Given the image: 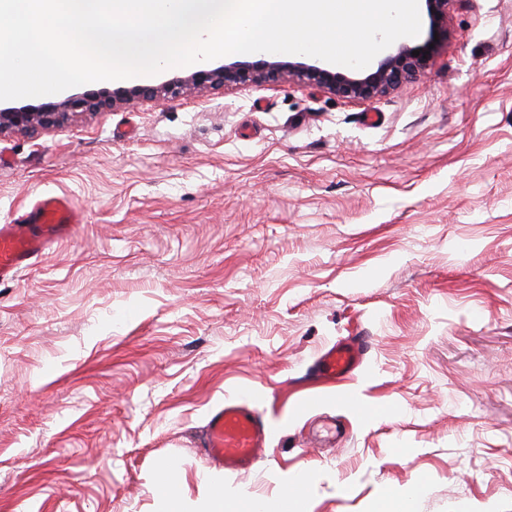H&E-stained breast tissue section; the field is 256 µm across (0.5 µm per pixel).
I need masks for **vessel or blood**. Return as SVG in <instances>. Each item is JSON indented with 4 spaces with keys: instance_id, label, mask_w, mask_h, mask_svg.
Here are the masks:
<instances>
[{
    "instance_id": "obj_1",
    "label": "vessel or blood",
    "mask_w": 512,
    "mask_h": 512,
    "mask_svg": "<svg viewBox=\"0 0 512 512\" xmlns=\"http://www.w3.org/2000/svg\"><path fill=\"white\" fill-rule=\"evenodd\" d=\"M32 210L33 219L20 217L0 224L1 282L44 259L54 245L72 236L81 222L77 206L65 194L44 195ZM367 348L363 336L337 341L318 356L315 377L325 384L351 378L361 370ZM268 438V425L256 408L255 398L228 396L209 415L203 451L211 465L238 474L254 469L263 460Z\"/></svg>"
}]
</instances>
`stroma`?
I'll return each instance as SVG.
<instances>
[{"instance_id":"stroma-1","label":"stroma","mask_w":512,"mask_h":512,"mask_svg":"<svg viewBox=\"0 0 512 512\" xmlns=\"http://www.w3.org/2000/svg\"><path fill=\"white\" fill-rule=\"evenodd\" d=\"M435 40L362 103L282 80L0 134V223L83 215L0 282V512H206L212 481L281 512L300 470L304 512H512V0ZM228 392L270 429L238 475L201 451ZM368 348L364 336H347L325 348L314 364L315 377L324 384H335L354 376L362 368Z\"/></svg>"}]
</instances>
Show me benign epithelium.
Returning <instances> with one entry per match:
<instances>
[{
  "label": "benign epithelium",
  "instance_id": "obj_1",
  "mask_svg": "<svg viewBox=\"0 0 512 512\" xmlns=\"http://www.w3.org/2000/svg\"><path fill=\"white\" fill-rule=\"evenodd\" d=\"M449 2L426 0L432 30L436 31L446 23ZM415 50L420 51V54L413 55ZM431 51L433 48L428 42L414 46L399 44L392 47L376 66L348 74L302 61H285L274 57L216 67L203 63L187 76L160 85L88 91L59 101H44L37 106L0 108V133L6 130L29 132L54 126L76 112H103L122 104L176 97L195 90H218L246 84L261 86L286 77L302 85L326 90L343 99L366 101L397 89L426 71L433 58Z\"/></svg>",
  "mask_w": 512,
  "mask_h": 512
}]
</instances>
